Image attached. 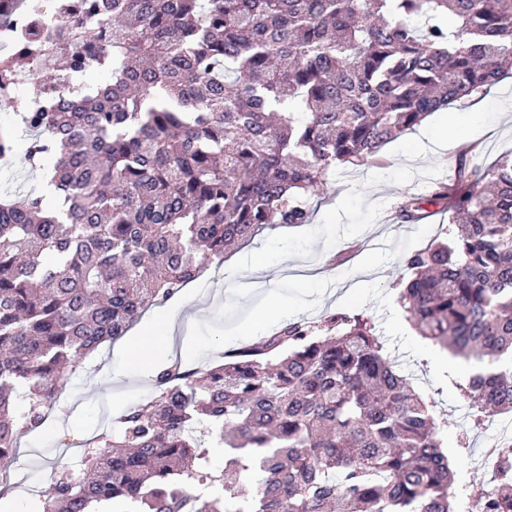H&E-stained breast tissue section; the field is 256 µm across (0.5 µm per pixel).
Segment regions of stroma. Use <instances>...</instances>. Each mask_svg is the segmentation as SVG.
<instances>
[{
  "label": "stroma",
  "mask_w": 512,
  "mask_h": 512,
  "mask_svg": "<svg viewBox=\"0 0 512 512\" xmlns=\"http://www.w3.org/2000/svg\"><path fill=\"white\" fill-rule=\"evenodd\" d=\"M501 95L498 84L481 93L489 118L469 130L468 143L475 147L474 161L480 165L512 152V111L500 114ZM441 122V116H434L431 126H416L386 144L380 163L329 172L324 195L312 204L311 223L272 225L260 231L249 246L269 254L273 267L268 275L278 279L282 288L309 292V304L297 312V319L312 322L333 313L372 319L398 369L432 401L435 414L447 419L449 434L444 444L451 457L460 461L457 478L473 502L494 477L482 465L479 450L489 436L512 437V414L495 415L492 426L472 433L468 446L459 447L455 430L467 424L470 409L455 383L467 378L470 370L403 322L397 303L406 258L433 239L444 237L448 227L449 212L441 205L413 224L401 222L396 215L405 195L420 194L434 183L452 180L448 163L457 156V149L437 153L427 149L432 126ZM256 302L254 292L234 294L214 328L194 316L192 307L181 306L179 298L168 300L167 305L178 310L179 322L198 332L201 355L196 364L203 367L224 351L243 345L236 331ZM97 360L101 365L98 373L82 371L61 382L72 409L55 413L41 428L18 440L17 458L36 472L39 490H48L57 461L79 463L80 442L154 393L153 386L134 379L114 380L112 372L119 360L110 350H103Z\"/></svg>",
  "instance_id": "35a3bbf8"
}]
</instances>
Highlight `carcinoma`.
Returning <instances> with one entry per match:
<instances>
[{
    "label": "carcinoma",
    "instance_id": "1",
    "mask_svg": "<svg viewBox=\"0 0 512 512\" xmlns=\"http://www.w3.org/2000/svg\"><path fill=\"white\" fill-rule=\"evenodd\" d=\"M51 16L67 24L46 66L0 53V101L46 183L0 196V494L20 433L106 343L264 226L309 223L337 166L512 76V0H5L0 35ZM22 71L45 107L16 97ZM17 152L0 133V162ZM452 164L453 192L399 206L455 219L407 259L398 303L482 364L456 384L478 429L512 413V155ZM155 386L57 462L36 512H456L448 421L361 315L289 323ZM479 506L512 512V444Z\"/></svg>",
    "mask_w": 512,
    "mask_h": 512
}]
</instances>
